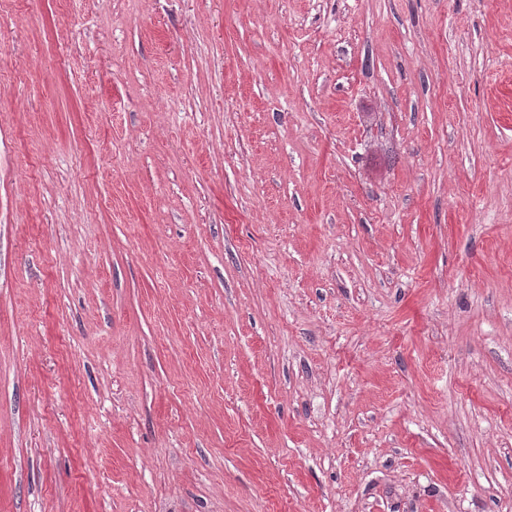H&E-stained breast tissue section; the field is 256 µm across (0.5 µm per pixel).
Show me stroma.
Instances as JSON below:
<instances>
[{"instance_id":"1","label":"stroma","mask_w":512,"mask_h":512,"mask_svg":"<svg viewBox=\"0 0 512 512\" xmlns=\"http://www.w3.org/2000/svg\"><path fill=\"white\" fill-rule=\"evenodd\" d=\"M0 512H512V0H0Z\"/></svg>"}]
</instances>
